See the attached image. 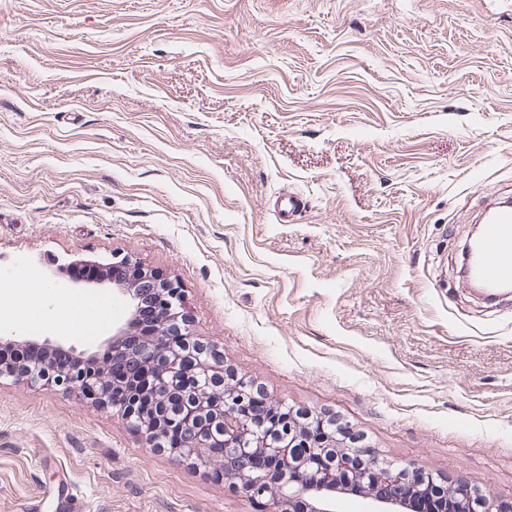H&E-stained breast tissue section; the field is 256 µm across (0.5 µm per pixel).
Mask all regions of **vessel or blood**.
I'll return each instance as SVG.
<instances>
[{"label":"vessel or blood","mask_w":512,"mask_h":512,"mask_svg":"<svg viewBox=\"0 0 512 512\" xmlns=\"http://www.w3.org/2000/svg\"><path fill=\"white\" fill-rule=\"evenodd\" d=\"M280 222H294L305 209V200L294 193L278 197L274 204ZM470 277L490 294H499L512 284V206L494 210L482 226Z\"/></svg>","instance_id":"vessel-or-blood-1"}]
</instances>
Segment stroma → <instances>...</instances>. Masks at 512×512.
Wrapping results in <instances>:
<instances>
[{
  "label": "stroma",
  "mask_w": 512,
  "mask_h": 512,
  "mask_svg": "<svg viewBox=\"0 0 512 512\" xmlns=\"http://www.w3.org/2000/svg\"><path fill=\"white\" fill-rule=\"evenodd\" d=\"M306 201L291 224L275 195ZM512 196V0H0V282L128 257L272 402L512 503V295L461 278ZM17 340L128 318L50 285ZM81 298L78 307L70 298ZM256 512L109 410L0 378V512Z\"/></svg>",
  "instance_id": "obj_1"
}]
</instances>
